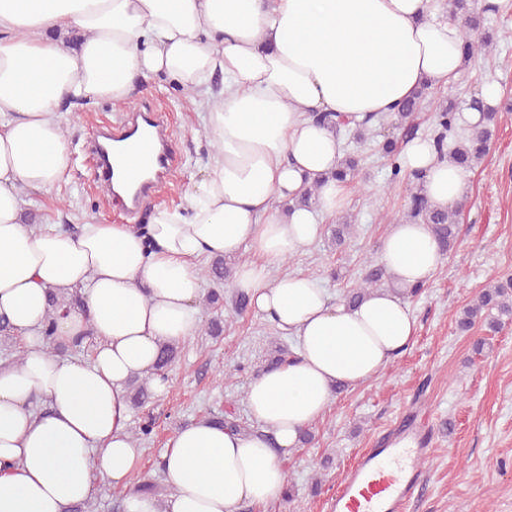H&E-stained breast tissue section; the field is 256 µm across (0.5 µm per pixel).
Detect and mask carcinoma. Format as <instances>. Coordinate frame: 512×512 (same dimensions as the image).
<instances>
[{
  "label": "carcinoma",
  "mask_w": 512,
  "mask_h": 512,
  "mask_svg": "<svg viewBox=\"0 0 512 512\" xmlns=\"http://www.w3.org/2000/svg\"><path fill=\"white\" fill-rule=\"evenodd\" d=\"M448 18L452 21L461 22L462 55L465 62H470L477 56H489L495 50L496 42L489 33L481 31L480 17L475 15L471 8L470 0H448ZM471 108L485 113V122L482 125L472 126L463 131L457 124V106L453 91H448V99L436 106L433 113L432 131L434 141L440 155L448 157V161L462 168L472 170L476 168L482 159L487 155L491 140L490 123L493 122L499 112V108L490 107L480 98L472 101ZM426 109L425 93L420 92L405 101L401 107L388 116L369 115L361 121L352 124L348 122L338 123L333 120L329 113H312V119L327 126H334L336 130L348 131L352 140L357 144H364L371 139V131L375 126H383L392 122L396 129L404 131L406 136H414L418 132L415 124L418 113ZM378 153L385 164L390 168V180L397 182L401 180V167L398 165L397 142L393 139H385L380 144ZM360 166V158L355 153L345 154L339 167L334 173L336 179L353 183L357 180ZM459 211L452 209H438L431 207L421 193L418 185H409V205L404 213L407 222L429 224L434 229L438 243L443 252H448L459 237ZM355 229V217L351 215L342 216L336 223L333 240L340 245L346 236L352 234ZM230 270L224 265V260L219 259L210 267L202 271V276L216 282L222 283L228 279ZM388 277L386 269L381 266H368L362 273L355 285L344 295V300L350 303L360 301L368 294L381 280ZM512 277L505 281L492 285L482 291L473 300V303L464 308L462 317L459 319V326L463 330L473 327L476 321L485 318L490 329H496L500 318L503 316L512 317ZM81 301L78 293L68 296L56 292L50 293L49 312L42 327V335L46 340V350L55 353L59 350L56 343L55 326L57 311L65 307H74ZM497 311L498 316H491L492 311ZM177 357V346L168 345L160 349L158 359L144 375L141 384L133 388L131 400L137 407H143L152 397L150 381L153 376L168 378L171 366Z\"/></svg>",
  "instance_id": "cac0c4a2"
}]
</instances>
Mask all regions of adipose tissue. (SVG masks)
<instances>
[{"mask_svg": "<svg viewBox=\"0 0 512 512\" xmlns=\"http://www.w3.org/2000/svg\"><path fill=\"white\" fill-rule=\"evenodd\" d=\"M435 2L0 0V318L22 343L18 362L0 364V512H70L100 480L124 490V512L265 506L287 485L281 457L336 387L378 379L413 343L405 293L445 263L430 225L389 226L380 262L391 282L354 306L282 267L351 194L330 177L340 138L309 113H388L422 87L455 86L460 27ZM155 75L191 94L214 146L188 207L154 209L142 227L91 219L76 234L25 223L23 193L68 177L61 106L127 102ZM400 163L434 207L466 194L467 172L431 140L408 141ZM311 185L317 208L294 206ZM244 251L234 288L297 349L250 381L251 428L180 426L162 454L168 494L141 493L129 382L162 345L198 334L199 258ZM73 290L82 304L58 315L56 334H93L86 360L48 353L41 334L49 292Z\"/></svg>", "mask_w": 512, "mask_h": 512, "instance_id": "1", "label": "adipose tissue"}]
</instances>
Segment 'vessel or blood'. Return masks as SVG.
<instances>
[{"instance_id":"b4317fda","label":"vessel or blood","mask_w":512,"mask_h":512,"mask_svg":"<svg viewBox=\"0 0 512 512\" xmlns=\"http://www.w3.org/2000/svg\"><path fill=\"white\" fill-rule=\"evenodd\" d=\"M144 128L149 131L145 147L157 168L166 169L164 127L159 119L144 114L130 125H115L113 138L127 141ZM157 191L153 180H145L132 195L123 198L122 205L126 212H135ZM429 443L425 431L409 420H402L396 434L384 440L381 447L362 452L358 465L330 497V512H403L405 503L425 485L420 462Z\"/></svg>"}]
</instances>
